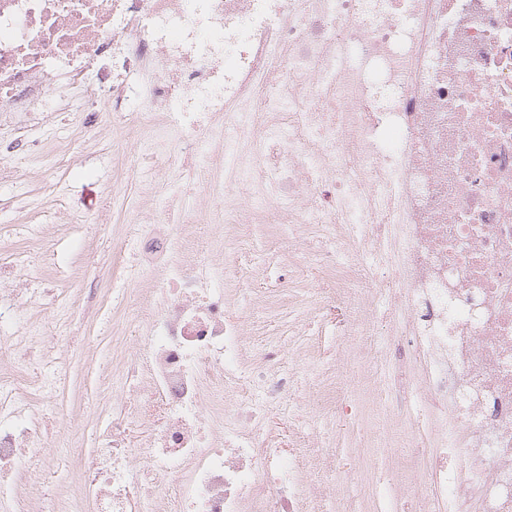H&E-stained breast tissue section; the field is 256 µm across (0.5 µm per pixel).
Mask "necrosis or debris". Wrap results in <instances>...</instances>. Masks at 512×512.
<instances>
[{
  "instance_id": "4bbe7bcc",
  "label": "necrosis or debris",
  "mask_w": 512,
  "mask_h": 512,
  "mask_svg": "<svg viewBox=\"0 0 512 512\" xmlns=\"http://www.w3.org/2000/svg\"><path fill=\"white\" fill-rule=\"evenodd\" d=\"M106 60L112 120L142 136L127 164L148 204L112 286L136 285L146 352L118 376L135 404L96 428L79 498L46 512H325L316 474L336 512H387L381 485L352 493L336 448L271 442L269 412L327 367L302 336L250 352L231 312L228 279L246 286L263 224L282 230L284 290L315 313L388 311L382 341L352 354L379 421L361 461L404 430L436 451L419 462L422 512H512V0H0V122L23 129ZM135 64L159 74L137 105ZM319 236L336 295L300 275L297 248ZM21 306L0 293V495L40 484L44 443L16 397L58 389Z\"/></svg>"
}]
</instances>
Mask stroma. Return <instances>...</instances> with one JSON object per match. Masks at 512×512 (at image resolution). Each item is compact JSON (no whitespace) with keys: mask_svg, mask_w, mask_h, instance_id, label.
<instances>
[{"mask_svg":"<svg viewBox=\"0 0 512 512\" xmlns=\"http://www.w3.org/2000/svg\"><path fill=\"white\" fill-rule=\"evenodd\" d=\"M83 119L78 112L35 113L27 135L42 153L12 159L11 177L0 180V264H14L17 251L26 253L24 274L6 286L41 304L43 320L61 325L56 355L65 376L55 411L41 418L50 454L65 435V418L91 430L102 402L126 399L114 383L113 339H120L127 359L143 348L141 327L115 323L112 296L104 291L120 226L134 205L145 202L138 181L126 174L124 156L113 150L118 141L134 146L136 132L108 116L89 127ZM335 375L352 417L329 434L337 447L349 448L369 432L363 408L368 384L340 361Z\"/></svg>","mask_w":512,"mask_h":512,"instance_id":"stroma-1","label":"stroma"}]
</instances>
